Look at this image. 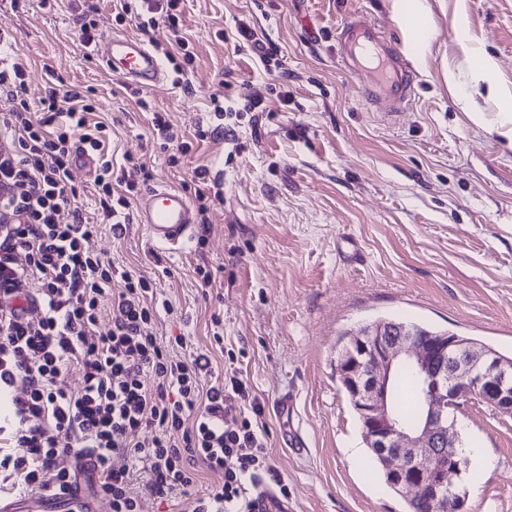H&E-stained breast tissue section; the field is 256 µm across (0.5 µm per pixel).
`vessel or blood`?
I'll return each mask as SVG.
<instances>
[{"mask_svg":"<svg viewBox=\"0 0 512 512\" xmlns=\"http://www.w3.org/2000/svg\"><path fill=\"white\" fill-rule=\"evenodd\" d=\"M336 39L341 64L361 76L360 94L368 104L391 114L412 103L414 77L401 47L366 14L353 13L344 18L336 28ZM93 53L137 89L151 90L167 80L161 57L139 37L117 32L100 34ZM137 212L152 242L164 247L190 240L198 222L186 193L168 185L141 193Z\"/></svg>","mask_w":512,"mask_h":512,"instance_id":"obj_1","label":"vessel or blood"}]
</instances>
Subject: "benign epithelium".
<instances>
[{"instance_id": "7a95c632", "label": "benign epithelium", "mask_w": 512, "mask_h": 512, "mask_svg": "<svg viewBox=\"0 0 512 512\" xmlns=\"http://www.w3.org/2000/svg\"><path fill=\"white\" fill-rule=\"evenodd\" d=\"M412 370L420 418L414 429L396 414L392 376ZM336 372L362 422V436L400 491L429 501L431 512H464L453 491L460 464L448 410L471 400L512 415V360L491 347L448 333L417 336L394 321L377 319L347 336Z\"/></svg>"}]
</instances>
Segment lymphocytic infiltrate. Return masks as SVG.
Masks as SVG:
<instances>
[{
  "label": "lymphocytic infiltrate",
  "instance_id": "obj_1",
  "mask_svg": "<svg viewBox=\"0 0 512 512\" xmlns=\"http://www.w3.org/2000/svg\"><path fill=\"white\" fill-rule=\"evenodd\" d=\"M122 0L117 17L141 33L157 23L177 28L179 0ZM25 69L0 65V97L12 108L0 117V492L36 493L65 501L77 480L72 462L90 455L94 494L112 512H141L143 496L192 499V512H255L251 489L262 479L287 496L269 462L259 419L264 407L237 373L204 388L201 354L174 358L152 326L169 302H157L146 278L101 257L91 247L101 225L123 228L128 196L152 180L144 165L114 166L105 151V124L76 87L48 69L38 113H31ZM97 159L98 222L84 216L72 169L74 146ZM123 194H115V187ZM122 281L117 296L108 290ZM112 326L100 333L104 308ZM79 365V388L62 371ZM151 438H142L143 430ZM223 476L199 494L200 470Z\"/></svg>",
  "mask_w": 512,
  "mask_h": 512
}]
</instances>
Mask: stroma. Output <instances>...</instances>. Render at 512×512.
I'll return each mask as SVG.
<instances>
[{
	"label": "stroma",
	"instance_id": "35a3bbf8",
	"mask_svg": "<svg viewBox=\"0 0 512 512\" xmlns=\"http://www.w3.org/2000/svg\"><path fill=\"white\" fill-rule=\"evenodd\" d=\"M426 4L424 37L392 0H181L179 29L158 24L146 42L172 53L187 85L139 97L75 36L80 0H0V52L25 64L30 100L44 92L45 65L55 66L94 103L90 119L108 125L115 160L132 156L154 183L189 195L194 168L223 159L210 228H195L183 248L153 246L137 223L120 237L101 227L93 247L172 301L155 333L183 337L176 356H209L202 386L238 368L264 406L290 512L408 510V494L389 489L370 462L336 374L341 335L392 317L512 357V149L448 90L449 72L468 83L481 55L512 89V0ZM357 11L404 45L416 74V96L397 115L365 103L360 77L339 62L336 27ZM242 23L277 49L269 64L238 39ZM257 92L259 110L249 101ZM217 94L239 114L225 141L209 135L221 121ZM157 112L177 140L156 137ZM285 393L298 450L275 412ZM454 418L486 457L464 484L468 512H512V415L473 400Z\"/></svg>",
	"mask_w": 512,
	"mask_h": 512
}]
</instances>
